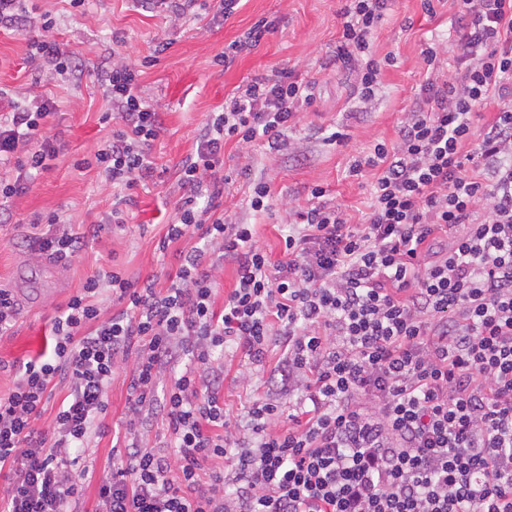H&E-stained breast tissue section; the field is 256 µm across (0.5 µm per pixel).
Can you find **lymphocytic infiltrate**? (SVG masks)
<instances>
[{
  "instance_id": "f902f5d3",
  "label": "lymphocytic infiltrate",
  "mask_w": 512,
  "mask_h": 512,
  "mask_svg": "<svg viewBox=\"0 0 512 512\" xmlns=\"http://www.w3.org/2000/svg\"><path fill=\"white\" fill-rule=\"evenodd\" d=\"M389 2L345 0L342 11L333 58L353 66L366 100L395 62L373 51ZM451 5L450 68L436 44L422 49L429 73L395 142L375 141L348 169L367 182L362 223L312 186L306 204L286 208L275 260L253 225L222 208L225 145L278 151L315 102L317 77H253L209 114L158 244L178 259L168 286L116 269L91 275L54 321L52 358L27 362L0 395V512H71L86 477L79 458L125 362L123 446L98 481L95 512H512V0ZM33 47L60 78L82 68L48 36ZM138 88V70L113 56L112 136L93 164L119 191L118 227L128 190L155 174L151 146L165 130ZM54 110L36 94L0 117V168L13 171L0 178L1 206L64 155L46 130ZM33 223L32 248L56 260L105 228L76 232L57 211ZM227 264L236 284L219 308ZM105 287L118 306L108 316ZM230 344L249 363L275 361L287 404L258 395L246 420L230 417L213 359ZM60 377L67 392L40 430Z\"/></svg>"
}]
</instances>
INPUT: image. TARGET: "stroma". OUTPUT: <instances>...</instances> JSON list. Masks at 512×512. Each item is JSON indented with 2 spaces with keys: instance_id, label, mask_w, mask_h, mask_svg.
I'll return each instance as SVG.
<instances>
[{
  "instance_id": "obj_1",
  "label": "stroma",
  "mask_w": 512,
  "mask_h": 512,
  "mask_svg": "<svg viewBox=\"0 0 512 512\" xmlns=\"http://www.w3.org/2000/svg\"><path fill=\"white\" fill-rule=\"evenodd\" d=\"M29 17L13 29H0V114L8 112L11 99L45 93L57 102L48 129L61 134L68 154L50 171L38 174L25 195L13 198L9 224L0 227V286L11 289L19 318L8 335L0 336V394L14 386L23 363L41 357L51 323L59 309L76 295L87 277L102 266L112 265L134 280L157 277L166 284L176 266L174 257H161L157 242L167 224L176 218L175 205L182 194L178 183L180 162L196 149L199 132L210 112L220 109L239 85L258 75H270L293 67L300 74L318 73L315 103L301 112L297 126L288 132L287 143L275 154L259 145L227 144L224 169L232 182L224 191L226 216L254 225L259 243L272 258H279L283 243V210L295 199H306L313 185H321L327 199L341 204L351 222L367 210L364 184L350 178L347 162L368 150L377 140L393 141L396 129L423 80V43H441V56L451 59L455 44L449 39L451 12L445 0H436L434 14H427L422 0H394L374 41L377 55L393 53L395 66L385 70L381 91L364 107L361 121L347 120L353 104L356 76L344 67L322 69L332 55L342 26V0H241L228 19L211 12L172 22L159 8L142 6L140 0H86L75 10L69 0H29ZM51 12L57 24L50 35L82 61L81 75L50 79L38 72L29 59L30 44L40 38V16ZM272 24L271 32L249 54L230 68L215 61L225 46L258 20ZM168 42L155 55L158 42ZM143 65L141 94L165 120V131L152 145L156 162L153 180L134 188L133 201L124 208L125 223L116 232H102L77 257L46 268L45 258L30 249L25 239L35 214L61 210L75 231L111 210V184L95 168L76 162L93 158L110 137L111 124L102 122L109 109L100 71L113 53ZM347 135L343 146L327 143L334 130ZM267 182L273 211L260 216L246 210L243 199L254 180ZM226 363L248 378L240 385L232 374L224 379V401L231 416H243L251 397L267 389L271 364L241 363L227 353ZM121 365L108 391L109 408L104 435L92 437L79 461L90 470L78 512H94L97 481L112 456L114 438L125 430L126 374Z\"/></svg>"
}]
</instances>
